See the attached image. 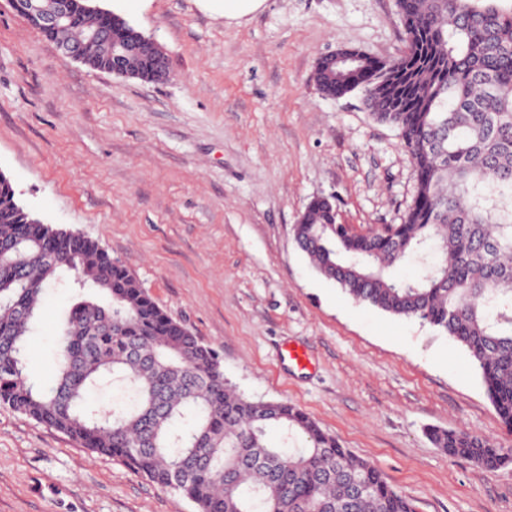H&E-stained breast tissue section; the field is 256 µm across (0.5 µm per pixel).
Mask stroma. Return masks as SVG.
Returning <instances> with one entry per match:
<instances>
[{"mask_svg": "<svg viewBox=\"0 0 512 512\" xmlns=\"http://www.w3.org/2000/svg\"><path fill=\"white\" fill-rule=\"evenodd\" d=\"M166 52L163 83L63 57L0 0V174L45 223L97 240L255 400L287 401L379 468L416 512H512V464L488 471L428 437L456 428L512 448L465 350L418 320L355 302L293 226L325 197L359 230L400 223L415 182L396 130L359 93L322 95L340 48L405 49L396 0H266L233 22L202 0H96ZM81 293L51 289L29 337L49 379ZM305 347L310 366L284 358ZM0 512H195L177 492L0 405Z\"/></svg>", "mask_w": 512, "mask_h": 512, "instance_id": "1", "label": "stroma"}]
</instances>
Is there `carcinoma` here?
Returning <instances> with one entry per match:
<instances>
[{
    "mask_svg": "<svg viewBox=\"0 0 512 512\" xmlns=\"http://www.w3.org/2000/svg\"><path fill=\"white\" fill-rule=\"evenodd\" d=\"M503 2L396 0L402 56L319 59L324 96L357 91L371 117L398 132L415 193L402 223L379 231H348L333 203L313 200L293 232L315 269L355 302L459 343L512 430V4ZM95 29L106 39H90ZM41 33L79 45L83 64L104 72L111 46L144 37L89 0H69L64 28ZM160 64L168 66L161 48L126 60L129 76L151 82ZM408 258L422 273L395 277ZM63 270L108 302L84 299L64 314L53 385L41 390L27 373V336ZM108 383L127 389L133 404L90 407L88 393ZM0 403L177 491L197 512H415L373 464L301 410L237 392L218 352L169 317L121 260L33 217L2 174ZM272 428L290 448L269 442ZM429 436L490 471L512 463V448L465 430Z\"/></svg>",
    "mask_w": 512,
    "mask_h": 512,
    "instance_id": "cac0c4a2",
    "label": "carcinoma"
}]
</instances>
